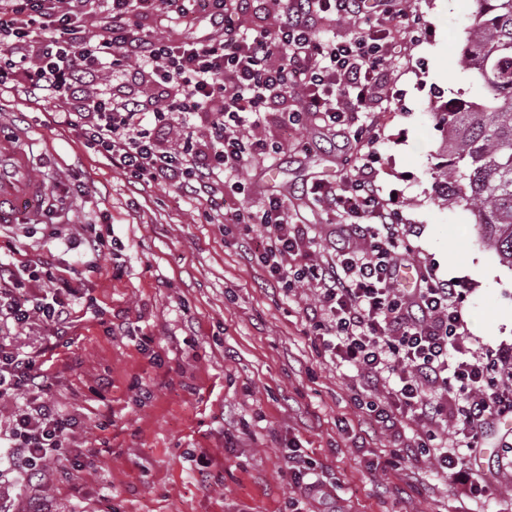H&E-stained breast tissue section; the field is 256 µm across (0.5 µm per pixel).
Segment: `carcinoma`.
Instances as JSON below:
<instances>
[{
	"instance_id": "obj_1",
	"label": "carcinoma",
	"mask_w": 512,
	"mask_h": 512,
	"mask_svg": "<svg viewBox=\"0 0 512 512\" xmlns=\"http://www.w3.org/2000/svg\"><path fill=\"white\" fill-rule=\"evenodd\" d=\"M461 66L480 97L433 113L443 138L436 199L465 207L476 233L512 267V0H476Z\"/></svg>"
}]
</instances>
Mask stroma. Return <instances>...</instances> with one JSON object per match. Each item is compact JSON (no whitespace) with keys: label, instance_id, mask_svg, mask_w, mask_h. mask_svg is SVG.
Returning <instances> with one entry per match:
<instances>
[{"label":"stroma","instance_id":"obj_1","mask_svg":"<svg viewBox=\"0 0 512 512\" xmlns=\"http://www.w3.org/2000/svg\"><path fill=\"white\" fill-rule=\"evenodd\" d=\"M417 24L392 63L387 99L371 114L374 146L353 130L308 117L281 138L275 158L239 173L247 196L288 200L318 260L334 258L351 231L330 224L309 192L336 181L374 150L375 182L392 199L420 263L461 288L472 352L512 348V268L500 263L461 207L434 199L440 134L431 114L476 85L460 64L475 0H402ZM0 126L28 147L30 175L47 194L69 195L67 212L36 224H0V261L47 259L72 282V315L61 335L40 320L0 322V343L40 351L47 395L77 425L55 475L34 491L0 447V512H325L302 500L284 475L290 445L315 463L336 493L338 512H512V423L486 441L483 465L453 483L430 460L372 468L388 439L354 404L356 372L319 356L305 307L311 286L285 293L239 248L243 230L171 186L134 183L87 149L46 106L6 96ZM102 236L97 254L84 242ZM367 435L364 451L352 433ZM492 477L491 493L482 489Z\"/></svg>","mask_w":512,"mask_h":512}]
</instances>
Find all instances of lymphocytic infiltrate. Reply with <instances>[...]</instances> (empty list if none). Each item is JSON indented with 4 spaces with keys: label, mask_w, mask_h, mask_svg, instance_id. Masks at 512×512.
I'll use <instances>...</instances> for the list:
<instances>
[{
    "label": "lymphocytic infiltrate",
    "mask_w": 512,
    "mask_h": 512,
    "mask_svg": "<svg viewBox=\"0 0 512 512\" xmlns=\"http://www.w3.org/2000/svg\"><path fill=\"white\" fill-rule=\"evenodd\" d=\"M100 16L99 33L85 21ZM205 16L214 32L191 42L156 39L147 21L175 25ZM255 16L243 28L244 16ZM394 21L396 30L378 19ZM351 21L339 41L323 26ZM411 24L393 0H0V96L16 92L50 106L58 123L134 180L177 187L217 207L225 187L246 192L238 174L265 161L272 147L253 132L277 120L297 125L313 113L332 126H360L383 99L391 51ZM300 108H291L293 100ZM374 153L338 183L314 194L338 223L355 228L335 261L315 262L303 229L288 221L285 199L227 213L226 223L257 226L253 256L283 288L307 284L318 302L307 309L324 330L321 353L354 367L366 385L394 379L385 398L365 407L382 432L400 438L408 421L424 430L392 450L396 460L431 457L457 482L470 472L495 419L512 414V350L485 348L466 359L462 292L415 264L406 230L380 195ZM416 286H397L402 269ZM15 270L0 262V317L26 326L38 317L63 324L62 294L20 293ZM46 376L35 355L0 345V399L22 397L5 434L10 465L25 480L47 484V461L59 458L75 424L45 398ZM453 422L456 439L438 427Z\"/></svg>",
    "instance_id": "f902f5d3"
}]
</instances>
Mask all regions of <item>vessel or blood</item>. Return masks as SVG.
<instances>
[{"mask_svg": "<svg viewBox=\"0 0 512 512\" xmlns=\"http://www.w3.org/2000/svg\"><path fill=\"white\" fill-rule=\"evenodd\" d=\"M27 165L25 153L0 137V224H26L42 210L45 192L27 178Z\"/></svg>", "mask_w": 512, "mask_h": 512, "instance_id": "1", "label": "vessel or blood"}]
</instances>
